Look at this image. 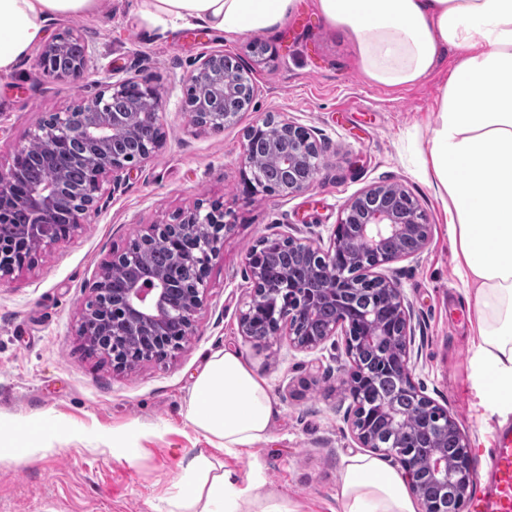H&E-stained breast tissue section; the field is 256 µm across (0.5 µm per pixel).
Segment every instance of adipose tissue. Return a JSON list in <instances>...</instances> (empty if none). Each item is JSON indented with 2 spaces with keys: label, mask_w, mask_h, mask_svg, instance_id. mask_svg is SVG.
I'll return each mask as SVG.
<instances>
[{
  "label": "adipose tissue",
  "mask_w": 512,
  "mask_h": 512,
  "mask_svg": "<svg viewBox=\"0 0 512 512\" xmlns=\"http://www.w3.org/2000/svg\"><path fill=\"white\" fill-rule=\"evenodd\" d=\"M298 0H141V25L262 35L285 25ZM101 0H0V75L47 37L51 21L95 15ZM356 44L360 72L388 88L420 84L453 55L438 121L418 153L440 200L478 343L472 367L488 402L512 414V0H314ZM276 414L268 381L240 352L209 355L194 377L185 420L207 442L184 466L178 494L156 512H299L264 492L261 471L226 463L267 442ZM224 460H217V453ZM336 512H418L405 475L374 454L344 459Z\"/></svg>",
  "instance_id": "obj_1"
}]
</instances>
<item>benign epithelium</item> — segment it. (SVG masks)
<instances>
[{
  "mask_svg": "<svg viewBox=\"0 0 512 512\" xmlns=\"http://www.w3.org/2000/svg\"><path fill=\"white\" fill-rule=\"evenodd\" d=\"M82 42L80 34L67 29L41 49L38 64L49 75L78 77L87 65L82 56L61 68L56 61L67 56L72 43ZM192 99L186 101L191 121L200 128L228 124L238 117L236 112H222L211 108L212 101L222 100L227 94L241 97V111L249 110L255 93L251 69L238 57L222 52L204 56L200 65L187 77ZM117 98L128 100L132 108L143 107L138 113L141 123L132 124L131 112H117L112 103ZM163 93L147 77H121L110 83L93 97L79 101L66 112L47 115L35 136L44 144L45 152L56 158L69 157L73 145L79 144L83 152L77 160L88 171L87 183L77 191L66 185L63 174L56 173L38 185L23 184L20 169L29 159V144H21L13 151L12 163L0 167V222L8 220L18 208L34 214L36 222L22 224L15 242L35 240L41 246L53 245L70 237L88 223L99 210L104 184L116 190L124 184L134 168L121 149L126 138L136 137L141 143L142 159L158 152L165 141L162 123ZM260 143L271 146V163L287 172L285 195H298L311 190L321 170L320 149L316 138L305 128L278 113H266L244 131L241 166L247 191L258 188L275 193L277 189L266 183L264 173L254 166L252 151ZM389 192L402 193L404 189L392 185L372 186L349 201L330 236V245L310 237H265L250 249L245 257V271L253 283V292L266 295L271 307L258 309L255 297L244 304L238 313L240 335L255 346L265 345L280 337L296 350L315 351L336 336L343 337L347 365L342 387L351 399L347 413L351 433L363 448L381 452L394 459L409 478L410 491L420 504V512H441L436 501L423 498L419 485L425 480L448 483L453 475L459 489V507H464L474 486V465L467 435L461 430L450 412L423 395L411 374L414 344V311L398 281L387 274L389 265L402 259L419 256L431 240V226L423 211L413 206L404 212H395L380 200ZM232 224L224 221V210L202 206L179 215L175 223L150 224L140 231L135 241L144 247L159 239L166 240L173 260L181 271L182 279L192 287L181 285L159 269L134 265L126 280L114 285L110 279V265H105L93 288L89 307L85 308L80 325L83 336L112 337L109 357L115 367L131 368L146 354L160 353L163 360L182 343L194 335L196 319L205 306V281L211 260L223 245L224 234ZM187 234L200 237V254L185 253L180 240ZM387 238L412 240L415 245L403 251H386L382 242ZM284 240L302 259L318 262L323 270L333 267L336 277L323 280L318 299H328L337 307L336 320L328 324L323 333L314 338L304 337V328L313 315V301L302 297L298 283L288 272L278 270L270 262V246ZM370 260L368 270L383 289L378 309L358 316L352 310L351 296L356 292L345 270L351 265ZM139 330L135 346L125 343L127 331ZM392 337L396 349L388 362L391 374L400 391L412 396V403L397 408L383 403L378 411L379 423L396 431L405 429L409 421H417L436 433V443L422 457L389 445H377L367 425L366 412L361 409V396L367 379L359 368L357 347H373ZM453 437L458 455L450 460L443 452V441Z\"/></svg>",
  "mask_w": 512,
  "mask_h": 512,
  "instance_id": "benign-epithelium-1",
  "label": "benign epithelium"
}]
</instances>
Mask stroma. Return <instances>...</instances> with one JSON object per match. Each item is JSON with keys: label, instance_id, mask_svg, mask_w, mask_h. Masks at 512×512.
Listing matches in <instances>:
<instances>
[{"label": "stroma", "instance_id": "35a3bbf8", "mask_svg": "<svg viewBox=\"0 0 512 512\" xmlns=\"http://www.w3.org/2000/svg\"><path fill=\"white\" fill-rule=\"evenodd\" d=\"M139 0H102L91 19L51 22L49 34L79 30L88 47L81 80L48 75L37 53L0 75V166L31 140L43 117L63 112L112 80V71L149 76L165 99L163 148L138 164L119 190L70 239L40 248L31 268L0 281V419L35 423L36 453L0 451V512H153L185 481V461L205 447L184 414L194 376L224 348L242 353L271 388L278 414L268 443L230 458L240 474L262 469L267 488L301 512H334L343 459L359 453L340 387L344 351L291 348L287 337L256 347L239 333L238 311L252 284L243 275L250 247L271 234L329 238L344 205L375 184L402 185L425 213L432 238L418 257L393 263L415 312L412 375L424 395L447 407L468 435L475 470L500 418L475 380V311L466 299L442 206L407 159L426 148L438 120L446 58L426 82L390 89L367 81L354 41L301 3L254 57L250 38L184 28L162 37L137 20ZM221 51L249 62L257 93L250 111L223 130L195 127L182 107L183 80ZM274 112L310 129L323 166L313 190L294 196L248 192L239 163L243 130ZM222 205L233 228L212 259L206 307L195 335L166 360L118 369L89 353L78 333L101 267L149 224L175 222L197 205ZM138 426L130 457L114 455V428Z\"/></svg>", "mask_w": 512, "mask_h": 512}]
</instances>
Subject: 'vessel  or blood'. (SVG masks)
Returning <instances> with one entry per match:
<instances>
[{
	"instance_id": "1",
	"label": "vessel or blood",
	"mask_w": 512,
	"mask_h": 512,
	"mask_svg": "<svg viewBox=\"0 0 512 512\" xmlns=\"http://www.w3.org/2000/svg\"><path fill=\"white\" fill-rule=\"evenodd\" d=\"M490 481L476 493L471 512H512V430L504 429L496 435L495 445L485 459Z\"/></svg>"
}]
</instances>
